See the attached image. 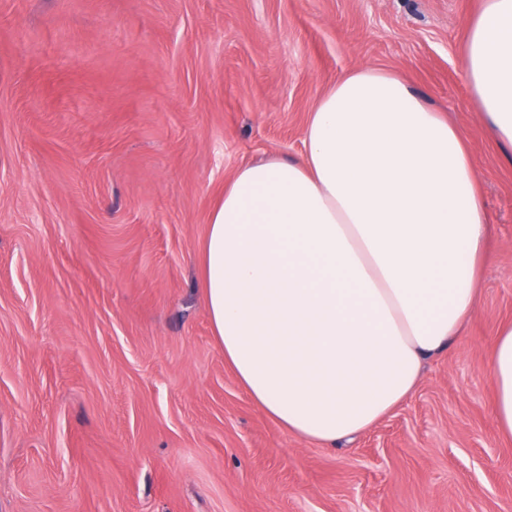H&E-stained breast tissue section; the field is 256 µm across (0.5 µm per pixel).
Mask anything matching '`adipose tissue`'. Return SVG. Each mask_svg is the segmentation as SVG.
Here are the masks:
<instances>
[{"mask_svg":"<svg viewBox=\"0 0 512 512\" xmlns=\"http://www.w3.org/2000/svg\"><path fill=\"white\" fill-rule=\"evenodd\" d=\"M465 66L512 152V0H483ZM301 161L241 166L201 244L198 277L224 362L295 437L360 434L418 387L478 305L490 239L468 143L402 78L356 66L327 88ZM512 440V323L490 360Z\"/></svg>","mask_w":512,"mask_h":512,"instance_id":"adipose-tissue-1","label":"adipose tissue"}]
</instances>
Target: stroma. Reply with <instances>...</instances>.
I'll list each match as a JSON object with an SVG mask.
<instances>
[{
  "label": "stroma",
  "instance_id": "stroma-1",
  "mask_svg": "<svg viewBox=\"0 0 512 512\" xmlns=\"http://www.w3.org/2000/svg\"><path fill=\"white\" fill-rule=\"evenodd\" d=\"M482 0H0V512H512L494 419L512 158L466 75ZM465 135L493 226L478 309L351 441L287 434L224 364L197 252L225 182L298 161L351 68Z\"/></svg>",
  "mask_w": 512,
  "mask_h": 512
}]
</instances>
